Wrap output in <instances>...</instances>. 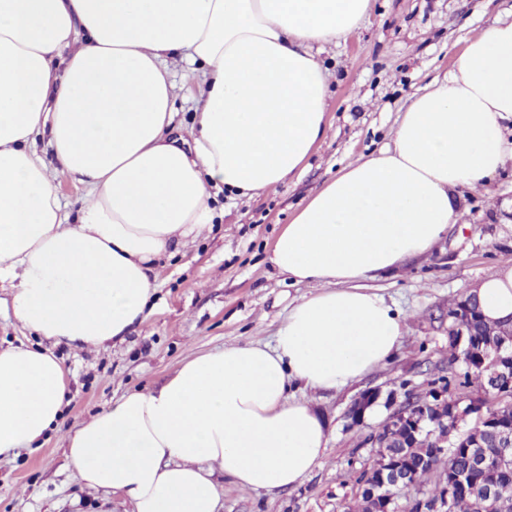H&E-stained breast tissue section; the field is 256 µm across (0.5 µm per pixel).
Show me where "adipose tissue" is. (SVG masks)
<instances>
[{
	"instance_id": "obj_1",
	"label": "adipose tissue",
	"mask_w": 512,
	"mask_h": 512,
	"mask_svg": "<svg viewBox=\"0 0 512 512\" xmlns=\"http://www.w3.org/2000/svg\"><path fill=\"white\" fill-rule=\"evenodd\" d=\"M369 8L0 0V288L14 319L56 345L123 339L147 316L158 259L212 223V189L275 190L324 137L329 82L313 49ZM174 59L199 77L196 120L178 138ZM508 118L512 22H498L410 100L390 145L345 166L281 230L271 264L319 289L292 305L274 343L193 355L82 422L66 437L79 478L122 493L132 512H218L217 472L256 491L299 485L327 431L290 388H341L394 357L403 319L363 281L433 248L457 220L453 190L482 187L512 156ZM62 177L85 189L76 214ZM474 293L485 319L512 322V264ZM67 394L50 351L0 350V458L39 442Z\"/></svg>"
}]
</instances>
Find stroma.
Listing matches in <instances>:
<instances>
[{
    "label": "stroma",
    "instance_id": "stroma-1",
    "mask_svg": "<svg viewBox=\"0 0 512 512\" xmlns=\"http://www.w3.org/2000/svg\"><path fill=\"white\" fill-rule=\"evenodd\" d=\"M512 20V0H371V9L345 40L326 46L329 72L326 135L304 167L275 190L247 198L213 190L217 217L208 230L158 261L157 289L147 319L124 340L103 347L50 345L0 313V348L51 349L69 372L70 398L57 428L35 447L0 459V512H132L117 495L87 488L67 458L63 431L76 428L124 393L160 383L188 356L224 346L274 342L292 302L317 291L296 284L269 262L285 224L350 161L390 143L410 97L443 78L467 38ZM176 85L173 124L192 125L194 74L170 67ZM455 224L429 255L368 280L404 317L395 358L343 388L293 387L327 426L322 464L296 487L267 493L219 480V512H348L360 497L355 482L376 451L365 442L389 414L377 404L362 425L347 413L365 390L427 391L448 362V305L512 262V158L482 189L453 193Z\"/></svg>",
    "mask_w": 512,
    "mask_h": 512
}]
</instances>
